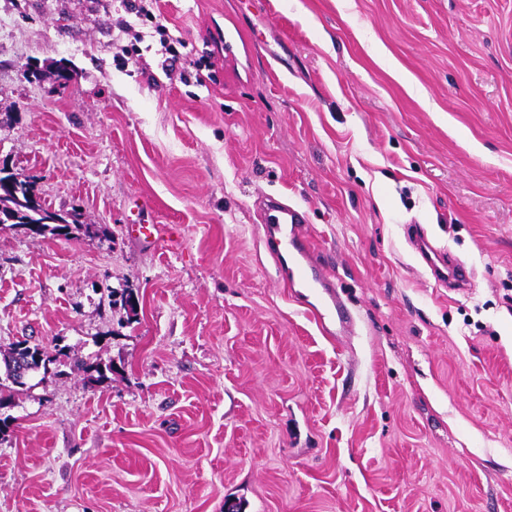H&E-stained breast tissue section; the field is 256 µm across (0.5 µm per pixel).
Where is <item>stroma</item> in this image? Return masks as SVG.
<instances>
[{"label": "stroma", "mask_w": 512, "mask_h": 512, "mask_svg": "<svg viewBox=\"0 0 512 512\" xmlns=\"http://www.w3.org/2000/svg\"><path fill=\"white\" fill-rule=\"evenodd\" d=\"M156 2L169 72L123 0H0V166L91 226L0 225V355L67 352L8 410L0 512H512V0ZM270 195L351 323L279 273ZM127 230L133 239L154 247L163 242L173 246L179 241V232L175 225L168 226L164 231L162 224H130ZM410 242L421 254L434 278L445 285H462L469 279V272L464 263L436 248L429 240L426 229L420 224L411 226Z\"/></svg>", "instance_id": "stroma-1"}]
</instances>
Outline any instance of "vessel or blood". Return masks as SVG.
<instances>
[{"label": "vessel or blood", "instance_id": "vessel-or-blood-1", "mask_svg": "<svg viewBox=\"0 0 512 512\" xmlns=\"http://www.w3.org/2000/svg\"><path fill=\"white\" fill-rule=\"evenodd\" d=\"M305 221L301 210L277 199L267 198L261 212L262 228L267 245L271 248L277 263L293 258L301 286L323 289L328 301L340 321H348L349 315L341 297L336 294L334 285L323 277L319 264L313 260L307 241L300 233ZM129 235L144 244L175 245L179 241L176 226L159 224H131ZM411 243L427 263L434 278L443 284L462 285L469 279L464 263L436 248L429 240L426 229L419 224L411 227Z\"/></svg>", "mask_w": 512, "mask_h": 512}]
</instances>
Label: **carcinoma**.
Masks as SVG:
<instances>
[{
  "label": "carcinoma",
  "instance_id": "obj_1",
  "mask_svg": "<svg viewBox=\"0 0 512 512\" xmlns=\"http://www.w3.org/2000/svg\"><path fill=\"white\" fill-rule=\"evenodd\" d=\"M9 178L16 183V188L12 191H0V224H9L13 227H19L25 232L32 235H44L49 233L56 237L68 238L74 232L81 229H90L89 224H80L79 220L74 218L72 220H65V214L58 211H52L51 208L43 204L40 199L32 197L28 193L27 185L30 180L22 178L19 175L12 173ZM56 217L59 223H51L49 219ZM138 301V296L130 289L125 288L121 291H112L113 304H119L124 310L128 311L134 308L135 302ZM26 355L30 362L31 372H36V358L41 356L39 346L29 345L28 341L18 342L11 352L3 358L0 362L5 367V378H0V406H9L14 402V395L8 386L4 385V381H9L13 385L25 384V379L21 378L15 372L14 362L16 355Z\"/></svg>",
  "mask_w": 512,
  "mask_h": 512
}]
</instances>
